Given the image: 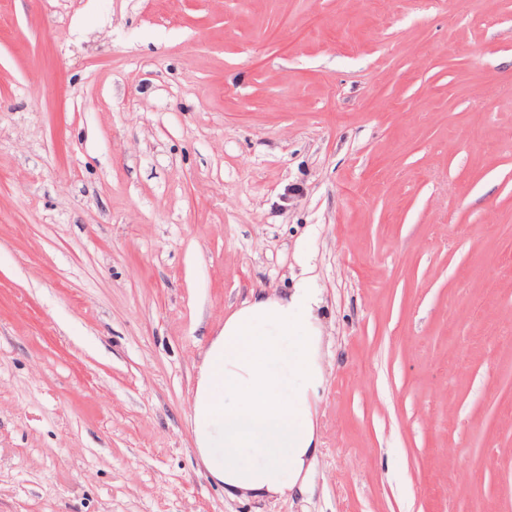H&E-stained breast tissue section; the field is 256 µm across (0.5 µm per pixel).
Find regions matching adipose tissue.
<instances>
[{"label": "adipose tissue", "instance_id": "obj_1", "mask_svg": "<svg viewBox=\"0 0 512 512\" xmlns=\"http://www.w3.org/2000/svg\"><path fill=\"white\" fill-rule=\"evenodd\" d=\"M321 299L308 281L254 295L207 348L191 400L196 449L227 496L283 497L318 453L315 400L326 378Z\"/></svg>", "mask_w": 512, "mask_h": 512}]
</instances>
